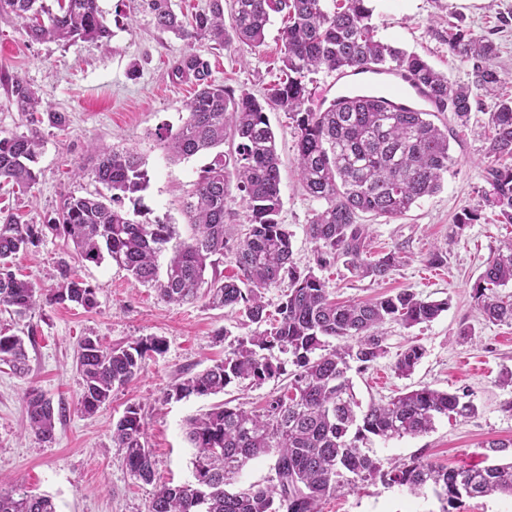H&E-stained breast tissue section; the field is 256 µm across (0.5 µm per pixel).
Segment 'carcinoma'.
<instances>
[{"label":"carcinoma","instance_id":"obj_1","mask_svg":"<svg viewBox=\"0 0 512 512\" xmlns=\"http://www.w3.org/2000/svg\"><path fill=\"white\" fill-rule=\"evenodd\" d=\"M145 2L158 28L189 43L204 39L221 48L232 39L259 48L272 16L283 15L282 78L260 99L249 92L236 97L212 79L210 62L203 55L192 49L184 52L173 75L193 78L197 90L180 128L162 136L167 153L184 160L216 149L228 138L236 141L234 153L220 151L201 169L185 202L192 235L182 239L172 224L132 217L124 200L149 182L142 158L130 149L92 143V174L107 193L69 195L57 216L45 224L0 216V305L19 318L31 314L42 300L93 309L95 288L74 275L71 261L100 264L108 258L135 282L154 289L164 303L203 298L209 306L229 308L256 325L251 335L224 353V359L179 377L164 400L217 396L233 382L261 385L286 373L284 391L271 396L260 412L222 401L187 420L193 480L160 484L148 512H321V501L345 486L377 478L412 493L432 486L456 498L512 497V461L448 468L417 459L384 470L359 446L371 435L387 440L427 434L437 417L453 413L467 418L476 407L456 393L424 386L361 408L348 372L354 363L357 371L367 370L385 353L383 325L429 323L447 302L402 290L372 301L337 303L315 272L341 260L362 277L387 279L400 256L392 251L372 256L368 225L360 223V215L403 216L420 199L440 191L455 159L448 130L432 120L435 113L390 110L369 96L315 109L309 89L313 76L354 67L403 70L427 88L440 111L453 113L457 125L464 127L477 103L476 92L497 97L502 77L493 65L495 44L462 31L448 33V50L470 66L471 75L466 84L452 83L419 54L377 37L370 0H211L208 8L187 21L175 13L171 0ZM2 14L21 19L34 40L68 45L110 36L97 0H0ZM12 94L31 121L22 132L0 134V180L30 190L40 179L35 164L42 140L36 124L46 121L63 127L66 116L43 103L20 79L14 81ZM271 110L283 111L292 120L298 175L307 193L324 202L306 227L314 243L315 266L302 270L292 260V234L278 220L280 157L267 117ZM489 125L493 134L484 146L485 201L500 223L512 224V163L503 164L512 160V98L498 97ZM230 166L249 219L245 236L236 239L224 230L232 215ZM50 234L73 251L58 261L55 287L45 295L12 269L11 259L38 247ZM224 257L238 269L237 277L224 279L217 273ZM285 278L288 289L277 324L264 329V291ZM510 284L512 239L497 249L473 288L475 304L486 320L512 323V293L501 292ZM332 339L338 344L330 345ZM275 348L291 356L293 370L286 371L284 363L275 364L266 356ZM164 349L159 337L126 346H104L94 336L83 337L76 357L84 381L77 403L81 414H96L112 399L114 387L140 373L147 355ZM424 354L422 346H409L398 354L395 371L402 377L411 375ZM0 362L25 373V338L0 333ZM24 402L31 432L44 443L53 442L55 414H63V409H54L37 388L26 391ZM112 443L124 451L133 477L153 480L140 405H127L112 428ZM267 455L275 457V477L268 485L226 489L247 462ZM0 512H56V507L48 496L0 493Z\"/></svg>","mask_w":512,"mask_h":512}]
</instances>
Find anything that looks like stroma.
I'll return each instance as SVG.
<instances>
[{
    "label": "stroma",
    "instance_id": "35a3bbf8",
    "mask_svg": "<svg viewBox=\"0 0 512 512\" xmlns=\"http://www.w3.org/2000/svg\"><path fill=\"white\" fill-rule=\"evenodd\" d=\"M98 6L110 37L67 46L31 40L21 19L0 16V131L26 129L24 114L7 99L9 76L21 78L68 117L65 128H41L39 184L25 193L1 183L0 208L43 224L67 195L95 190L88 144L98 140L134 150L145 162L148 186L134 194L127 210L138 211L143 221L175 225L181 238H188L184 204L211 157L170 160L159 132L178 129L186 117L194 87L175 77L172 67L190 45L159 30L142 0H98ZM372 7L380 38L421 55L456 83L468 82L470 75L448 50L449 25L491 40L497 47L494 65L503 78L500 93L512 97V0H372ZM283 26L282 16H275L264 45L255 50L234 40L220 49L204 40L191 46L208 58L216 82L234 94L245 91L259 97L281 77ZM479 103L465 128L454 123L450 113L438 115L456 160L441 191L400 218L369 219L372 252L395 250L401 255L389 278H365L340 263L320 273L339 301H366L408 289L448 304L429 323L410 328L388 323L383 357L368 370L351 374L354 393L365 405L428 386L467 394L477 407L466 419L439 417L433 430L422 436L387 441L369 437L362 447L385 469L416 458L447 467L512 459V453L497 454L488 447L491 441L512 439V386L500 381L502 373L512 370V324L488 322L472 298L487 262L502 241L512 238V224L499 223L482 196L484 146L491 133L488 114L494 101L483 95ZM268 118L281 158L279 220L292 234L293 260L302 268L314 259L306 226L320 203L304 191L297 175L294 129L287 115L275 110ZM79 166L85 174L77 178L73 170ZM466 209L478 211L480 219L456 231L455 219ZM436 247L447 250V262L431 267L425 257ZM64 249L63 239L50 236L39 247L18 254L14 264L47 289ZM76 271L96 289L94 309L46 303L21 320L0 306V331L20 335L31 328L36 333L28 347L27 374H14L0 364V491L21 488L50 496L57 512H147L158 484L191 481L192 450L185 424L213 403L209 397L166 402L164 392L178 376L223 359L231 344L250 335L253 326L202 299L164 304L152 289L107 260L77 265ZM88 335L110 346L151 336L166 344L163 353L146 358L134 380L113 389L111 400L91 417L77 409L83 380L74 364L76 345ZM412 344L421 345L425 356L410 376H398L393 364ZM32 387L67 408L56 423L53 443L39 441L26 428L24 394ZM131 403L143 409L154 460L150 482L130 475L122 450L112 442V427ZM322 512H512V498L463 496L449 501L429 489L414 496L402 487L359 481L324 501Z\"/></svg>",
    "mask_w": 512,
    "mask_h": 512
}]
</instances>
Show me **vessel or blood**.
Instances as JSON below:
<instances>
[{
	"mask_svg": "<svg viewBox=\"0 0 512 512\" xmlns=\"http://www.w3.org/2000/svg\"><path fill=\"white\" fill-rule=\"evenodd\" d=\"M360 92H374L391 106L419 109L429 106L430 100L421 86L413 84L402 73L388 71L379 75L354 74L343 71L328 82L318 95L319 103H326L329 96L339 98Z\"/></svg>",
	"mask_w": 512,
	"mask_h": 512,
	"instance_id": "1",
	"label": "vessel or blood"
}]
</instances>
